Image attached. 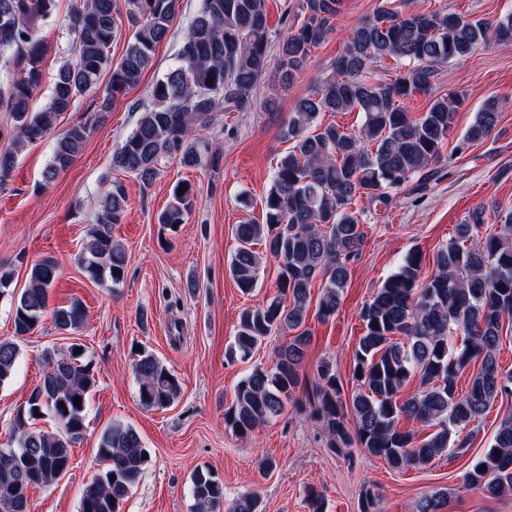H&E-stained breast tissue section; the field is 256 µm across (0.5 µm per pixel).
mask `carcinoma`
Instances as JSON below:
<instances>
[{
  "label": "carcinoma",
  "mask_w": 512,
  "mask_h": 512,
  "mask_svg": "<svg viewBox=\"0 0 512 512\" xmlns=\"http://www.w3.org/2000/svg\"><path fill=\"white\" fill-rule=\"evenodd\" d=\"M55 2L0 0V51L14 50L20 66V74L8 72L0 80V106L15 121L11 147L0 151V170L13 166L21 147L49 134L58 116L78 96L95 90L105 72L109 84L100 111H110L152 65L156 46L171 33L177 5V0H124L134 32L114 64L109 49L117 29L116 0H85L72 19L76 61L61 67L49 101L34 111L30 100L41 84L44 55L38 33ZM340 6L341 0H302L303 20L281 45L282 87L293 82L312 48L331 32ZM270 43L265 0H202L174 64L152 85L135 128L112 153V170L148 185L168 157L179 158L187 168L216 167L219 152L197 132L212 126L220 112L253 108L255 89L269 65ZM509 43L511 13L490 23L469 20L446 4L423 13L410 9L408 0H379L344 41L332 71L297 100L285 133L292 145L279 159L261 199L264 223L246 219L235 225L237 247L228 265L237 288L247 294L258 287L262 256L274 258L281 267L278 294L263 307L241 312L224 358H247L283 328L298 334L278 350L271 368L256 367L238 383L233 404L224 413L225 423L236 433L245 435L282 412L310 342L302 326L317 279H323L317 314L328 319L336 313L364 239L361 215L351 208L354 197L365 194L386 208L393 191L414 178L426 182L435 175L462 102L458 95L435 93L439 66ZM384 60L395 63L393 78L368 80V71ZM416 94L430 96L427 111L418 116L405 105ZM352 111L363 114L354 131L320 121L324 112ZM500 117L498 100L486 99L455 151L484 140ZM86 138L82 125L57 137L45 181L73 163ZM182 186L186 191L181 194ZM194 198L191 183L178 182L158 223L170 228L182 223ZM127 204L122 182L115 179L105 186L101 209L77 258L101 285L117 288L124 281L126 253L112 236V225L121 222ZM483 224L485 209L477 206L457 225L456 236L436 252V271L427 282H421V255L410 252L363 306L365 333L353 367L361 371L356 379L360 391L350 401L343 400L332 364L321 367L316 397L331 450L356 445L393 468H422L453 448L468 447L459 430L478 420L496 397L512 396V372H501L496 359L502 320L512 318V216L505 217L497 233L480 234ZM257 245L265 253L256 251ZM58 273L51 257L31 266L17 295L14 338L0 340V386L15 376L20 357L15 339L39 326ZM85 319L77 300L53 312L61 332L77 331ZM78 347L74 343L44 356L43 375L11 423L7 448L19 453L20 462L0 466V512H20L15 496L19 485L49 486L69 469L72 448L85 435L86 405L97 385L92 365L75 353ZM474 361L480 368L460 395L457 378ZM133 371L144 407L165 408L178 398L177 378L152 352H135ZM412 377L419 378L421 390L404 397ZM46 416L52 426L38 427L36 421ZM405 416L435 431L422 439L412 430L403 431L397 423ZM98 457L103 468L84 484L80 512H122L146 462L142 439L133 427L114 423L100 436ZM464 483L490 498L512 492V413L501 420L493 444L465 474ZM191 494L195 512H220L224 483L213 472L200 470ZM447 501L448 492L436 490L421 497L414 512H442ZM228 512H260L258 495H240Z\"/></svg>",
  "instance_id": "obj_1"
}]
</instances>
